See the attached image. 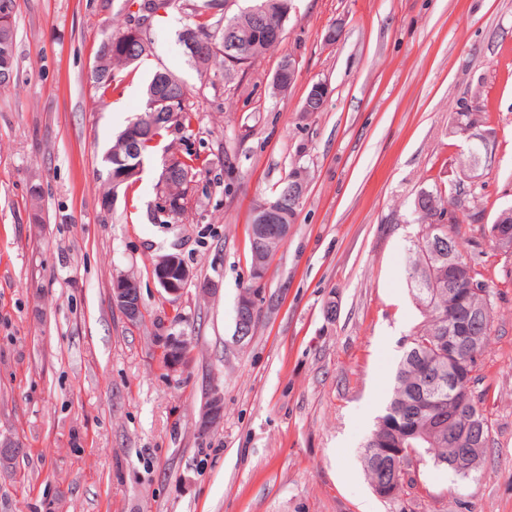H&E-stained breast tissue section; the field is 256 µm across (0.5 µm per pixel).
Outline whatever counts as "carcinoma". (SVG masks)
Returning <instances> with one entry per match:
<instances>
[{
  "label": "carcinoma",
  "instance_id": "carcinoma-1",
  "mask_svg": "<svg viewBox=\"0 0 512 512\" xmlns=\"http://www.w3.org/2000/svg\"><path fill=\"white\" fill-rule=\"evenodd\" d=\"M252 2L256 8L268 7L265 15L267 26L281 25L284 11L269 5L270 0ZM212 4L213 0H196L191 9L193 20L189 24L201 46L198 64L205 70L224 66V33L231 28L242 27L247 22L241 15H226L222 26L213 27L210 22ZM101 69L102 73L92 77V83L102 99L119 81L121 74L130 69V64L121 56L114 55L102 60ZM166 83L173 84L176 89L177 106L171 112H155L151 107L152 93L155 87ZM187 96L188 89L178 76L168 70L156 72L147 87L143 112L130 121V125L117 136V140L136 133L139 125L144 127L145 133L137 143V150L143 155L172 128L190 127L194 115L184 106ZM487 120L486 113L466 112L460 103L449 127V134L456 140L461 138L465 126L475 128L477 135L486 133V143H481L478 147L479 164L483 168L490 165L495 145V131L486 126ZM185 171H200L199 156L186 153L185 157L173 162L170 175L161 180L163 186L170 189L171 195L180 200L186 194L187 182L182 177ZM305 184V170L296 167L278 184L271 199L279 200L288 188ZM482 188L483 185L477 184L465 191L458 184L446 188L434 184L420 188L414 198L415 222L419 224V230L426 231V234L423 240L417 239L413 243L408 281L422 321L415 327L397 365L391 397L380 415L383 419L393 413H400L405 418L412 402L427 404L431 408V414L413 421L418 431L403 437L400 448L421 460L428 458L437 466H447L451 471L454 470L452 464L457 461V453L448 442V429L439 428V408L448 405V344H440V339L448 334V321L452 319L448 313V259H435L427 251V247L443 238L451 241L455 254H460L458 240L462 225L477 224L485 218V209L476 204ZM450 207L459 210L456 223H435L437 211ZM394 440V435L382 429L381 422L378 421L364 444L363 466L373 485L393 478L398 462L387 454V450Z\"/></svg>",
  "mask_w": 512,
  "mask_h": 512
}]
</instances>
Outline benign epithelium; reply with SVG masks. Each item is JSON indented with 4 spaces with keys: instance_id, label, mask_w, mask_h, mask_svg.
<instances>
[{
    "instance_id": "obj_1",
    "label": "benign epithelium",
    "mask_w": 512,
    "mask_h": 512,
    "mask_svg": "<svg viewBox=\"0 0 512 512\" xmlns=\"http://www.w3.org/2000/svg\"><path fill=\"white\" fill-rule=\"evenodd\" d=\"M157 0H140L135 4L137 17L128 24L127 32L122 41L107 42L106 52L119 47V51L134 62L140 51L146 48L142 29L148 25L154 15ZM250 23L246 25L247 31L241 38L224 42V66L242 69L247 64L237 63L241 53L240 45L250 38L252 28L263 26L262 15L256 11L249 12ZM15 24L12 11V0H0V82L12 81L14 71L11 66V50ZM298 71V61L290 56L281 61L273 76L274 89L288 82L295 83ZM329 95L328 86L322 81L311 84L303 99L301 111L318 112L325 107ZM120 166L110 169V182L112 191L137 177L141 164L117 157ZM288 233L286 215L281 204L265 201L259 204L253 214L252 236L266 238L270 236H285ZM158 272L157 282L160 287L174 298L180 297L184 292V285L192 281L189 268L180 262L174 255L161 257L155 263ZM465 268L460 260L448 254V301L450 308L456 310V319L448 324V386H453L462 369L471 360L482 356L486 349L483 333L475 331L479 325L486 323L491 317L489 302L477 303L474 295H487L488 284L477 277L474 271H468L465 287H457L456 276L458 270ZM260 289L254 288L238 304L236 342L241 344L251 335L250 326L256 321L258 314V295ZM112 306L119 310L122 316L131 324H136L144 314V307L140 288L137 283L123 275L113 279L111 290ZM162 349L166 351L168 362L167 370L178 373L187 366L186 353L189 349L188 338L184 335H170L161 338ZM448 403L455 406V410L448 414V438L459 446L458 462L466 464L465 471L477 467L476 456L480 448L486 444V436L477 420L478 400L466 396V401H457L456 393H448ZM224 418V394L219 388L213 387L208 392L198 423V436L204 440L211 430ZM19 453L16 442L9 437H0V468L14 463Z\"/></svg>"
}]
</instances>
